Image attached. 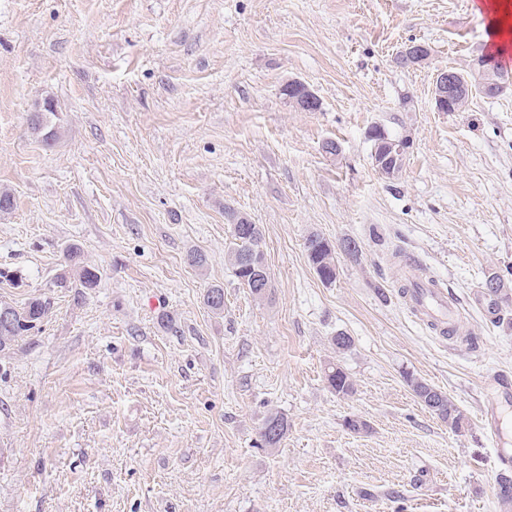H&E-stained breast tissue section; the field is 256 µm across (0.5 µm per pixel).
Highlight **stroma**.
Instances as JSON below:
<instances>
[{
    "label": "stroma",
    "instance_id": "1",
    "mask_svg": "<svg viewBox=\"0 0 512 512\" xmlns=\"http://www.w3.org/2000/svg\"><path fill=\"white\" fill-rule=\"evenodd\" d=\"M474 2L0 0V269L18 276L0 303L47 304L0 352V512H512L481 420L486 384L512 380V90L433 101L437 71L486 53ZM411 41L430 56L400 65ZM292 79L318 111L288 101ZM47 100L50 146L29 127ZM376 126L411 139L391 181ZM231 211L261 229L267 300L225 260ZM313 232L360 261L323 283ZM70 245L96 287L56 288ZM412 267L456 295L458 339L403 301ZM272 410L288 432L270 450ZM410 384L416 397L424 404L425 407H427V401L431 397L436 396L439 392V394L444 398L445 416H437L442 421L448 423V427L453 431L459 432L465 428L467 423L464 412L445 392L419 379H410ZM288 431V423L278 412H271L260 429V441L267 448H276Z\"/></svg>",
    "mask_w": 512,
    "mask_h": 512
}]
</instances>
